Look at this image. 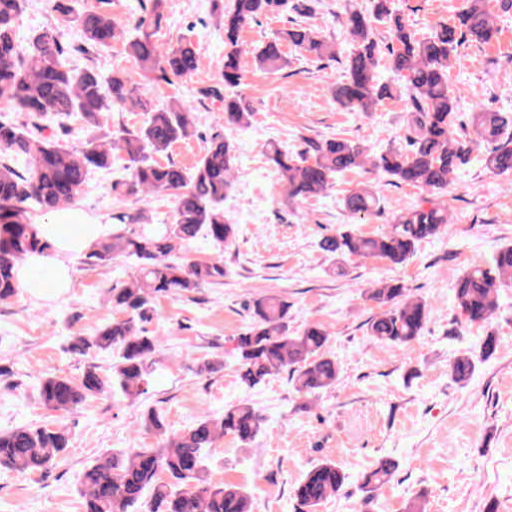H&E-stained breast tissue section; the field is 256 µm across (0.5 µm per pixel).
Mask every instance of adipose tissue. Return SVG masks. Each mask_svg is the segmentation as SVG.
Here are the masks:
<instances>
[{"instance_id": "adipose-tissue-1", "label": "adipose tissue", "mask_w": 512, "mask_h": 512, "mask_svg": "<svg viewBox=\"0 0 512 512\" xmlns=\"http://www.w3.org/2000/svg\"><path fill=\"white\" fill-rule=\"evenodd\" d=\"M35 232L42 248L27 254L16 277L27 295L46 299L68 291L72 282L71 259L108 239L112 226L68 206L55 211L51 222L37 224ZM37 266L48 267L49 277H34L31 270Z\"/></svg>"}]
</instances>
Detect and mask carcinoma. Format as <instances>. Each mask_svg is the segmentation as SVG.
Instances as JSON below:
<instances>
[{
    "label": "carcinoma",
    "instance_id": "carcinoma-1",
    "mask_svg": "<svg viewBox=\"0 0 512 512\" xmlns=\"http://www.w3.org/2000/svg\"><path fill=\"white\" fill-rule=\"evenodd\" d=\"M367 9L347 11L344 27L354 42L346 61L344 78L336 83L334 101L358 112H371L392 97L389 85L378 81L380 54L375 24L387 27L390 68L404 80L403 89L413 102L404 136L405 144L373 154L359 142L331 137L308 142L307 150L294 156L279 145L266 148L269 164L279 173L290 199L323 196L333 178L366 166L399 182L431 192L448 188L449 178L470 161L473 146H486L482 162L491 172H512V117L481 107L469 113L461 134L457 123L459 96L449 82L451 57L467 41L488 44L497 38V16L486 0H466L457 21L442 23L438 30L419 38L402 16L392 11L389 0H370ZM289 0H227L217 15L224 27V88H235L242 79L240 32L249 22L267 13L288 8ZM64 20L79 26L92 47L105 48L122 42L125 52L146 79L155 73L171 81L194 73L199 64L189 46L167 48L141 33L130 37L122 22L104 11L73 12L55 0ZM24 12V0H0V100L29 113L78 115L93 131L82 147L71 149L58 141L35 138L23 129L0 123V300L17 294L14 269L25 256L40 249L33 229L32 212H52L75 202L89 172L112 166L124 157L130 178L125 193L145 201L168 192L175 200L172 222L145 224L143 212L117 210L112 214V238L85 255L91 268L107 266L123 257L134 261L130 280L108 291L112 311L122 314L94 335L79 337L73 350L83 354L117 352L113 366L116 383L131 400L148 393L153 357L159 339L148 336L137 323L162 295L183 296L207 284H222L226 276L221 258L176 261L172 253L205 233L214 243L229 246L237 225L224 216V194L233 182L237 147L229 138L214 135L192 171L173 162L160 163L153 156L186 138L193 123L192 107L174 100L164 108L149 107L146 90L124 71L108 77L88 67L74 71L64 63V50L48 29H36L26 44L18 40L16 22ZM288 44L318 58H336L335 42L312 27L296 24L283 31ZM257 68L283 70L288 61L280 44L272 41L254 55ZM129 105L148 113L137 129L96 135L103 113ZM252 112L242 99L224 95V124L244 128ZM380 198L370 187L345 198L354 215L378 210ZM448 229V207L429 203L414 205L400 213L389 229L376 236L344 231L324 240L331 254L380 260L399 265L429 240ZM512 280V244L498 250L490 265L472 264L454 287L456 308L469 323L490 319L498 309V288ZM367 298L382 312L368 323V334L378 343L407 346L426 326L433 311L424 298L411 297L399 283L371 288ZM289 306L276 294L253 301L252 322L234 338L240 379L254 388L268 377L288 372L295 390L314 398L336 386L339 368L327 353L329 334L320 324L298 331L288 326ZM475 370V356L457 355L450 362L452 380L465 385ZM110 384L87 369L78 378L49 374L39 386V398L48 408L72 413L89 398L108 393ZM142 425L161 437L157 448H127L94 464L84 475L85 512H252L249 495L237 485L214 483L204 475L206 450L230 436L249 444L264 430V418L251 404L242 402L221 414H206L182 432L168 433L155 410L144 413ZM65 428L57 425L19 426L0 431V467L18 474L46 470L68 448ZM397 465L382 459L364 478L368 493L388 483ZM346 474L334 460L313 464L295 489L296 497L317 512L319 506L338 495Z\"/></svg>",
    "mask_w": 512,
    "mask_h": 512
}]
</instances>
